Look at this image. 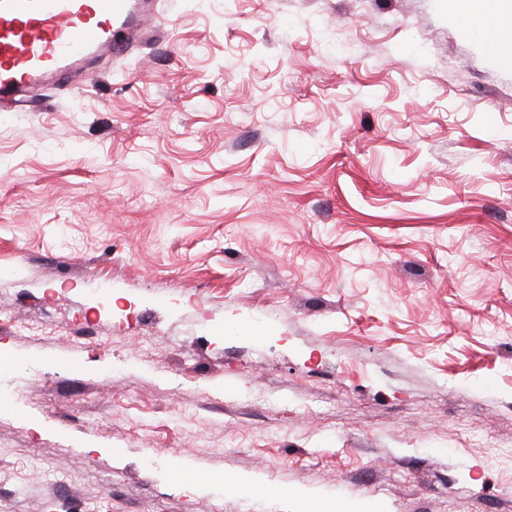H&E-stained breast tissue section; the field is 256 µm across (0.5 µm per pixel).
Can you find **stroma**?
<instances>
[{"label":"stroma","instance_id":"obj_1","mask_svg":"<svg viewBox=\"0 0 512 512\" xmlns=\"http://www.w3.org/2000/svg\"><path fill=\"white\" fill-rule=\"evenodd\" d=\"M161 21L0 112V512H512V67L446 0Z\"/></svg>","mask_w":512,"mask_h":512}]
</instances>
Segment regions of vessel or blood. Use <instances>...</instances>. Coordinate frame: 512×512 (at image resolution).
<instances>
[{"label":"vessel or blood","instance_id":"b4317fda","mask_svg":"<svg viewBox=\"0 0 512 512\" xmlns=\"http://www.w3.org/2000/svg\"><path fill=\"white\" fill-rule=\"evenodd\" d=\"M155 0H0V112L156 34Z\"/></svg>","mask_w":512,"mask_h":512}]
</instances>
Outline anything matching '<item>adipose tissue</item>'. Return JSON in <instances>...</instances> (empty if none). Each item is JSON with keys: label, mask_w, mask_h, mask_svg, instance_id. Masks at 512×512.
<instances>
[{"label": "adipose tissue", "mask_w": 512, "mask_h": 512, "mask_svg": "<svg viewBox=\"0 0 512 512\" xmlns=\"http://www.w3.org/2000/svg\"><path fill=\"white\" fill-rule=\"evenodd\" d=\"M465 33L480 31L490 51L512 42V0H448Z\"/></svg>", "instance_id": "1"}]
</instances>
